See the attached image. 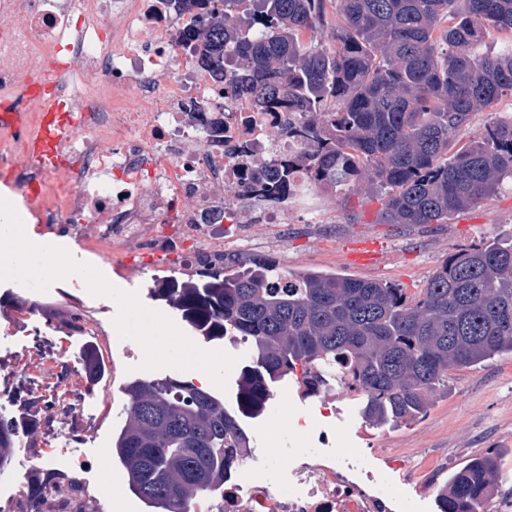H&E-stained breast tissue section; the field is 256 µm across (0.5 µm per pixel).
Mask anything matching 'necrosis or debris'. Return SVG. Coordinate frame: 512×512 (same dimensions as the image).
Instances as JSON below:
<instances>
[{
  "mask_svg": "<svg viewBox=\"0 0 512 512\" xmlns=\"http://www.w3.org/2000/svg\"><path fill=\"white\" fill-rule=\"evenodd\" d=\"M0 17V94L24 115L0 135V164L16 190L40 189L41 223L92 226L90 244L121 254L145 239L157 253L176 242L195 262L243 238L242 211L277 243L289 207H316L311 190L295 191L289 207L270 203L269 163L297 149L289 115L252 111L197 68L175 39L185 16L158 0H0ZM27 75L50 81L69 115L52 168L27 151L40 125ZM317 441V464L300 450L244 449L195 512H392L385 492L352 477L326 432Z\"/></svg>",
  "mask_w": 512,
  "mask_h": 512,
  "instance_id": "necrosis-or-debris-1",
  "label": "necrosis or debris"
}]
</instances>
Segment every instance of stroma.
Wrapping results in <instances>:
<instances>
[{
	"instance_id": "35a3bbf8",
	"label": "stroma",
	"mask_w": 512,
	"mask_h": 512,
	"mask_svg": "<svg viewBox=\"0 0 512 512\" xmlns=\"http://www.w3.org/2000/svg\"><path fill=\"white\" fill-rule=\"evenodd\" d=\"M0 197L13 203L30 238L65 247L120 289L138 292L149 308L171 311L168 302L155 296V288L202 279V265L183 264L175 254L141 267L112 263L111 253L92 249L73 225L38 223L22 195L2 179ZM383 211L384 199L375 193H325L317 212L289 209L285 243L273 244L252 232L237 248L274 257L289 272L320 270L383 281L414 296L448 255L512 236V185L445 224H388ZM368 240L381 245L382 259L353 263V247ZM116 314L111 298L92 296L66 280L56 282L46 297L14 281L0 282V418L11 421L19 433L17 447L0 468V487L14 481L22 486L5 512H56L55 506L30 498L28 490L37 482L78 496L81 512H112L116 499L129 502L134 512H145L128 489L124 468L112 457V431L125 403L124 384L162 378L166 372H134L142 349L134 340L119 338ZM89 356L100 367L93 378L83 367ZM64 395L78 400L80 407L62 417L53 407ZM270 406L269 413L241 417L250 437L295 448L300 438L332 431L356 479L382 486L395 502L418 504L424 512H439V490L451 473L474 457L493 453L497 472L486 503L495 512H512V354L450 370L447 388L412 422L370 425L358 401L343 389L307 397L290 377L279 382ZM60 452L87 465L83 478L91 483L88 491L77 492L81 477L76 472L49 465L50 455Z\"/></svg>"
}]
</instances>
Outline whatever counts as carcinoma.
<instances>
[{"label": "carcinoma", "instance_id": "cac0c4a2", "mask_svg": "<svg viewBox=\"0 0 512 512\" xmlns=\"http://www.w3.org/2000/svg\"><path fill=\"white\" fill-rule=\"evenodd\" d=\"M190 16L179 40L196 63L260 112L297 115L296 154L274 160L272 191L298 185L335 193H384L388 224H446L512 182V119L458 145L471 115L512 96V49L480 52L512 33V0H166ZM330 33L331 43L315 42ZM239 67L224 68V55ZM210 281L159 295L205 338L249 344L238 410L256 413L272 384L301 368L305 395L339 385L373 425L426 413L448 370L512 353V242L493 240L448 256L418 296L387 282L303 271L271 256L209 265ZM129 425L112 453L136 464L128 489L157 512H191L186 486L206 495L249 437L218 393L172 373L125 390ZM18 431L0 420V448ZM487 453L453 473L440 512H479L494 481Z\"/></svg>", "mask_w": 512, "mask_h": 512}]
</instances>
